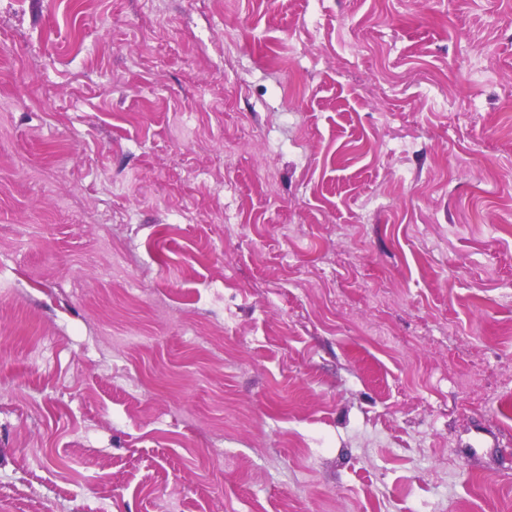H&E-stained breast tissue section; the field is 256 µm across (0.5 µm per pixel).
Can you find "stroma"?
Segmentation results:
<instances>
[{"label":"stroma","mask_w":512,"mask_h":512,"mask_svg":"<svg viewBox=\"0 0 512 512\" xmlns=\"http://www.w3.org/2000/svg\"><path fill=\"white\" fill-rule=\"evenodd\" d=\"M0 512H512V0H0Z\"/></svg>","instance_id":"stroma-1"}]
</instances>
